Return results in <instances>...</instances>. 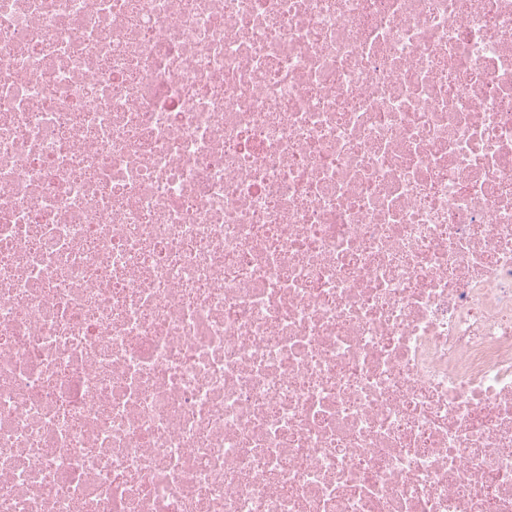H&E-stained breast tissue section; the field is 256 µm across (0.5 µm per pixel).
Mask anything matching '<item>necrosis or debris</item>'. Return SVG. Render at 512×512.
Segmentation results:
<instances>
[{"mask_svg":"<svg viewBox=\"0 0 512 512\" xmlns=\"http://www.w3.org/2000/svg\"><path fill=\"white\" fill-rule=\"evenodd\" d=\"M0 512H512V0H0Z\"/></svg>","mask_w":512,"mask_h":512,"instance_id":"obj_1","label":"necrosis or debris"}]
</instances>
